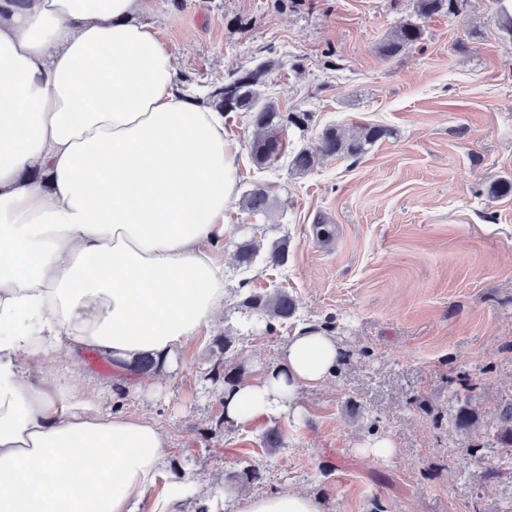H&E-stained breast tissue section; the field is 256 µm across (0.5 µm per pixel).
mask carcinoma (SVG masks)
<instances>
[{"label":"carcinoma","instance_id":"obj_1","mask_svg":"<svg viewBox=\"0 0 512 512\" xmlns=\"http://www.w3.org/2000/svg\"><path fill=\"white\" fill-rule=\"evenodd\" d=\"M418 9L423 16L454 15L459 11L460 0H417ZM422 38L420 26L412 21L397 25L392 32L376 46L377 53L385 60H392L416 46ZM267 71L262 65L255 71L244 72L230 82L211 90L207 96V104L220 112H248L258 134L248 142L251 161L258 169L268 168L288 153V142L285 137L286 126L284 117L274 102L265 99L258 91L262 84L261 77ZM387 135L380 126L364 125L352 134L330 126L325 128L317 143L312 147H302L294 151L291 167L299 172H309L322 156L358 157L366 153L372 146ZM242 210L251 216H264L271 212L272 202L268 186L263 183L254 184L240 202ZM260 243L255 239L245 240L237 246L238 266L247 270L259 255ZM267 260L275 266L283 267L288 263V241L282 240L273 245ZM241 307L248 317V329L260 330L265 334L275 331V323L286 324L296 313L294 299L283 291L274 293L245 294ZM214 345L221 354V359L210 370L213 383L223 382L232 385L236 375L231 367L236 356L232 337L220 336Z\"/></svg>","mask_w":512,"mask_h":512}]
</instances>
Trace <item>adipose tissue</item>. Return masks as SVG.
Returning a JSON list of instances; mask_svg holds the SVG:
<instances>
[{
    "instance_id": "adipose-tissue-1",
    "label": "adipose tissue",
    "mask_w": 512,
    "mask_h": 512,
    "mask_svg": "<svg viewBox=\"0 0 512 512\" xmlns=\"http://www.w3.org/2000/svg\"><path fill=\"white\" fill-rule=\"evenodd\" d=\"M143 0H0V512H136L169 437L54 371L111 361L118 392L146 354L167 371L224 310L215 252L237 198L230 113L194 102ZM305 328L279 363L224 392L239 424L291 414L341 361ZM242 512H320L308 493Z\"/></svg>"
}]
</instances>
